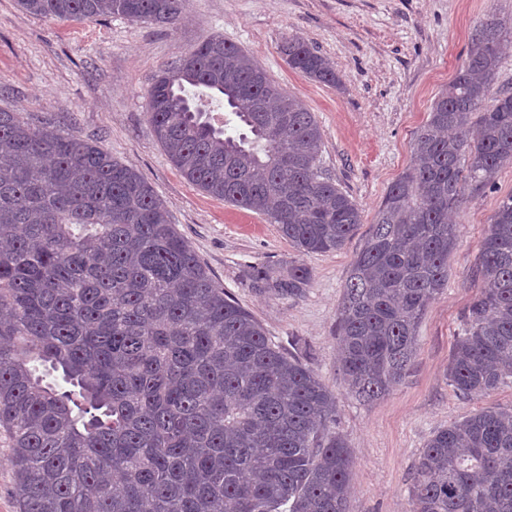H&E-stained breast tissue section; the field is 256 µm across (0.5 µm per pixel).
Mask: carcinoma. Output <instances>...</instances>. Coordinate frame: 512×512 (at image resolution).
<instances>
[{"instance_id":"carcinoma-1","label":"carcinoma","mask_w":512,"mask_h":512,"mask_svg":"<svg viewBox=\"0 0 512 512\" xmlns=\"http://www.w3.org/2000/svg\"><path fill=\"white\" fill-rule=\"evenodd\" d=\"M17 4L47 19L173 25L185 0ZM503 38L493 14L475 29L350 263L336 336L360 401L388 394L416 356L421 320L448 287L449 214L512 165V94L490 97ZM280 52L336 85L304 37ZM187 62L161 71L148 99L181 175L265 215L300 254L342 249L362 209L323 170L314 113L219 35ZM213 102L248 134L215 126ZM476 276L447 372L468 401L512 380V194ZM247 280L296 300L312 273L290 261L253 266ZM336 413L334 392L215 282L135 168L93 139L0 109V428L20 512H347L353 459ZM409 494L411 512H512V411L436 431Z\"/></svg>"}]
</instances>
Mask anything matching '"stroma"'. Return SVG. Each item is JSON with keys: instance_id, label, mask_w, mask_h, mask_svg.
<instances>
[{"instance_id": "1", "label": "stroma", "mask_w": 512, "mask_h": 512, "mask_svg": "<svg viewBox=\"0 0 512 512\" xmlns=\"http://www.w3.org/2000/svg\"><path fill=\"white\" fill-rule=\"evenodd\" d=\"M491 12L512 31V0H187L173 26L120 16L55 21L0 0V108L96 139L133 166L225 292L274 341L305 342L306 363L337 396L336 430L354 459L348 512H410L413 464L433 433L468 413L512 409V383L467 402L447 378L464 312L479 287L475 271L487 226L500 200L512 194L510 166L457 210L448 286L423 317L417 355L398 386L370 403L349 396L334 336L347 269L382 196L409 165L414 132ZM213 34L247 51L320 122L323 166L363 210L362 224L341 250L298 255L263 216L190 184L158 143L147 114L150 87L161 70L178 66ZM292 34L331 60L336 85L288 68L279 46ZM295 259L312 272L301 299L274 300L249 288V267Z\"/></svg>"}]
</instances>
